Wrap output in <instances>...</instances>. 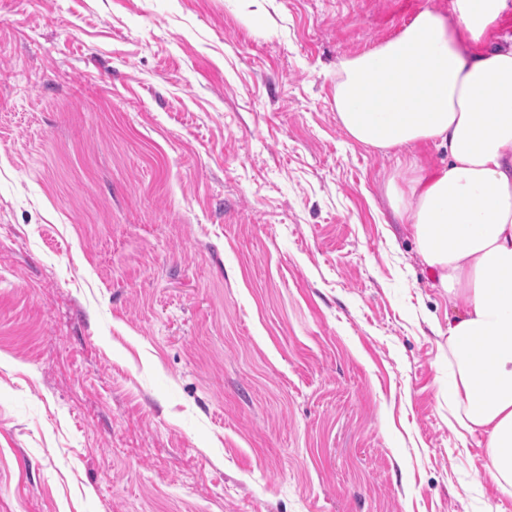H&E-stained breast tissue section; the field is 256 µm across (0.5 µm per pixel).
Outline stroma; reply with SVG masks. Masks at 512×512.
Wrapping results in <instances>:
<instances>
[{"mask_svg": "<svg viewBox=\"0 0 512 512\" xmlns=\"http://www.w3.org/2000/svg\"><path fill=\"white\" fill-rule=\"evenodd\" d=\"M451 0H0V512H512L339 62Z\"/></svg>", "mask_w": 512, "mask_h": 512, "instance_id": "stroma-1", "label": "stroma"}]
</instances>
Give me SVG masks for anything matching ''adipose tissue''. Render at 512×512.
I'll list each match as a JSON object with an SVG mask.
<instances>
[{
  "mask_svg": "<svg viewBox=\"0 0 512 512\" xmlns=\"http://www.w3.org/2000/svg\"><path fill=\"white\" fill-rule=\"evenodd\" d=\"M512 0H451L340 61L334 103L355 142L443 149L390 185L422 262L455 313L444 333L448 403L483 437L484 468L512 497ZM411 154L418 164L427 168L440 167L443 160L447 161L446 154L431 144H420L412 149Z\"/></svg>",
  "mask_w": 512,
  "mask_h": 512,
  "instance_id": "adipose-tissue-1",
  "label": "adipose tissue"
}]
</instances>
